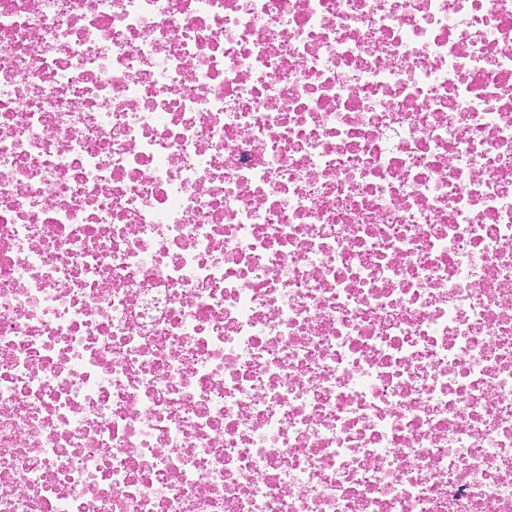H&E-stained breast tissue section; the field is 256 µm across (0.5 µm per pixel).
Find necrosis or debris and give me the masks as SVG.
Returning a JSON list of instances; mask_svg holds the SVG:
<instances>
[{
	"label": "necrosis or debris",
	"mask_w": 512,
	"mask_h": 512,
	"mask_svg": "<svg viewBox=\"0 0 512 512\" xmlns=\"http://www.w3.org/2000/svg\"><path fill=\"white\" fill-rule=\"evenodd\" d=\"M0 512H512V0H0Z\"/></svg>",
	"instance_id": "1"
}]
</instances>
